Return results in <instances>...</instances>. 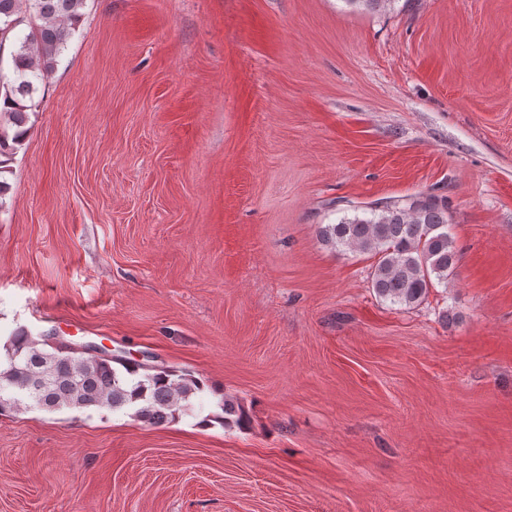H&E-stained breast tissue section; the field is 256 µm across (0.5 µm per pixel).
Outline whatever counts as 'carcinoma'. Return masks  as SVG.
Listing matches in <instances>:
<instances>
[{
	"instance_id": "obj_1",
	"label": "carcinoma",
	"mask_w": 512,
	"mask_h": 512,
	"mask_svg": "<svg viewBox=\"0 0 512 512\" xmlns=\"http://www.w3.org/2000/svg\"><path fill=\"white\" fill-rule=\"evenodd\" d=\"M86 0H0V207L10 190L6 175L22 147L39 87L55 71L78 32ZM320 241L336 252L376 257L371 288L380 301L399 308L421 305L431 289L448 287L458 252L448 205L428 193L358 208L351 217L318 227ZM206 381L191 371L147 365L130 358H104L52 346L47 337L15 329L0 359V415L21 410H126L154 426L182 416L199 424L241 427L243 407L227 397L220 412L199 402Z\"/></svg>"
}]
</instances>
